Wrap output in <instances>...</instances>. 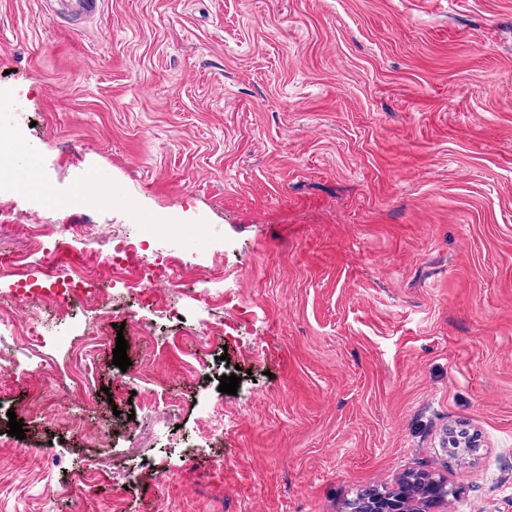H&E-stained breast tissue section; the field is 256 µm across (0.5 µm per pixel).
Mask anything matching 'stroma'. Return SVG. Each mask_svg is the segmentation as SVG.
<instances>
[{
	"label": "stroma",
	"instance_id": "35a3bbf8",
	"mask_svg": "<svg viewBox=\"0 0 512 512\" xmlns=\"http://www.w3.org/2000/svg\"><path fill=\"white\" fill-rule=\"evenodd\" d=\"M63 4L0 0V512H512V0ZM72 247L71 242L67 239H59L55 241L52 249H46L43 251V255L40 259L39 266L50 274V277H55L59 270V256L66 250ZM447 488L435 479L410 498L407 493L390 496L380 494L374 488H367L359 494L350 512H430L436 505L447 499ZM416 508L411 509L409 506Z\"/></svg>",
	"mask_w": 512,
	"mask_h": 512
}]
</instances>
